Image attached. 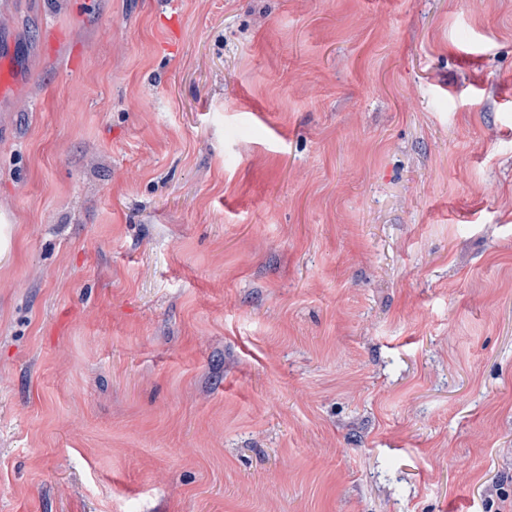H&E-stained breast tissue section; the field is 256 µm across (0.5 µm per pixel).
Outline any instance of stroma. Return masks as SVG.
Returning a JSON list of instances; mask_svg holds the SVG:
<instances>
[{"label": "stroma", "mask_w": 512, "mask_h": 512, "mask_svg": "<svg viewBox=\"0 0 512 512\" xmlns=\"http://www.w3.org/2000/svg\"><path fill=\"white\" fill-rule=\"evenodd\" d=\"M0 0V512H512V0Z\"/></svg>", "instance_id": "35a3bbf8"}]
</instances>
